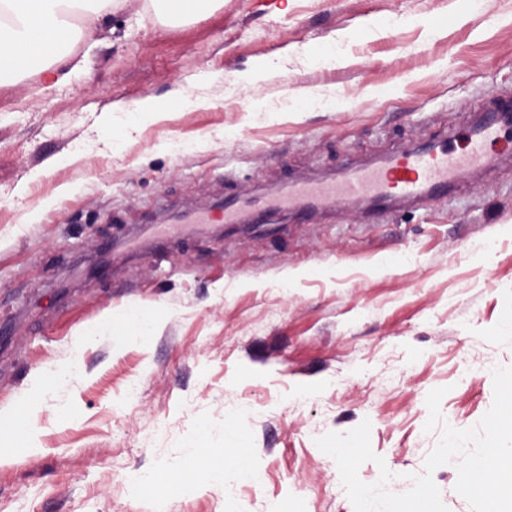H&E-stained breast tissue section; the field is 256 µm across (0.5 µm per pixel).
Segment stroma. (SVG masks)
<instances>
[{
  "label": "stroma",
  "instance_id": "35a3bbf8",
  "mask_svg": "<svg viewBox=\"0 0 512 512\" xmlns=\"http://www.w3.org/2000/svg\"><path fill=\"white\" fill-rule=\"evenodd\" d=\"M148 4L74 17L79 68L60 87L40 92L33 69L0 78V412L33 405L35 445L0 463V512H224L228 497L240 512H354L315 440L365 420L386 490H409L441 436L424 430L428 393L446 388L445 422L472 428L493 369L512 366L498 331L512 112L497 110L512 99V0L476 17L464 0H217L201 17ZM379 17L396 27L368 33ZM354 32L335 65L298 52ZM317 89L344 105L283 111ZM188 92L204 105L106 138L117 104ZM491 112L496 164L448 195L379 217L362 201L253 216L423 144L465 151ZM107 251L110 269L87 276ZM128 306L154 313L148 336L121 323ZM76 350L71 384L32 402ZM200 426L259 460L258 486L198 474L140 489Z\"/></svg>",
  "mask_w": 512,
  "mask_h": 512
}]
</instances>
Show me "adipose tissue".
<instances>
[{"label": "adipose tissue", "mask_w": 512, "mask_h": 512, "mask_svg": "<svg viewBox=\"0 0 512 512\" xmlns=\"http://www.w3.org/2000/svg\"><path fill=\"white\" fill-rule=\"evenodd\" d=\"M123 0H0V74L22 71L37 65L39 72L59 77L60 68L72 57L74 42L72 19L76 14L97 20L107 10L119 7ZM210 448L218 456V465L206 472L210 483L235 481L256 483V460L242 453L227 454L217 446L209 428L194 429L166 463L173 470L199 469L201 448Z\"/></svg>", "instance_id": "obj_1"}]
</instances>
